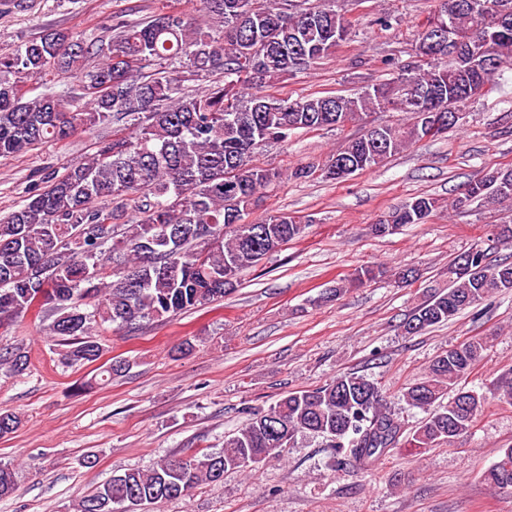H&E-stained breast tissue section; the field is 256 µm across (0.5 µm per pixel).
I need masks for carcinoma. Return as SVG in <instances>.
<instances>
[{"mask_svg": "<svg viewBox=\"0 0 512 512\" xmlns=\"http://www.w3.org/2000/svg\"><path fill=\"white\" fill-rule=\"evenodd\" d=\"M335 0L296 8L290 0H202L208 20L160 12L129 22L117 19L99 43L51 29L0 55V157L66 138L79 129L116 125L86 163L48 181L25 203L0 217V318L39 312L50 317L49 335L65 350L61 364L98 361L103 349L94 328H119L176 316L224 299L238 275L301 237L304 225L286 214L247 221L258 193L278 174L253 163L254 150L286 142L297 130L343 127L371 110L404 114L399 123L368 129L332 157L325 178L342 181L384 166L424 138L415 93L426 104L461 112L469 85L495 82L512 70V0H440L414 46L417 60L397 76L372 83L354 96L279 99L269 83L330 56L349 36ZM443 21L464 39L457 56L428 31ZM103 62L88 65L92 58ZM55 69L76 79L68 95L25 98L24 84ZM223 75L208 88L182 91V73ZM102 197L134 201L139 219L119 230L118 214L95 205ZM512 203V169H494L466 183L451 202L459 211L476 201ZM436 201L417 197L392 209L376 227L422 224ZM213 242L199 251L196 232ZM472 271L459 270L464 255L448 263V289L410 313L403 330L414 335L445 324L463 310L512 291V261L493 263L481 249ZM113 281H104V270ZM369 269L321 297L328 301L372 277ZM488 347L471 338L438 355L427 375L402 388L408 405L427 416L406 442L414 448L451 443L473 427L487 398L460 387ZM14 375L29 367L28 352L0 351V366ZM111 363L75 387L80 393L128 370ZM456 389L448 404L438 400ZM247 419L224 439L219 452L192 449L184 459L164 458L130 468L98 485L76 512H150L202 485L223 481L227 471L251 472L295 447L298 437L324 438L342 458L375 464L399 443L403 428L387 409L379 387L355 372L310 390L289 392L266 409L245 407ZM21 419L0 413V437ZM498 490H512V447L486 471ZM17 489V474L0 465V499Z\"/></svg>", "mask_w": 512, "mask_h": 512, "instance_id": "cac0c4a2", "label": "carcinoma"}]
</instances>
